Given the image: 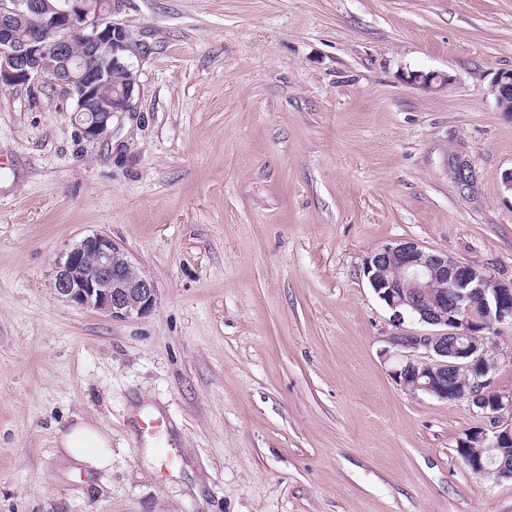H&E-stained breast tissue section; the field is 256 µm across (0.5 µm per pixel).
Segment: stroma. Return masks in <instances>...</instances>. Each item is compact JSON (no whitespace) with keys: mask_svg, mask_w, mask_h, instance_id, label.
<instances>
[{"mask_svg":"<svg viewBox=\"0 0 512 512\" xmlns=\"http://www.w3.org/2000/svg\"><path fill=\"white\" fill-rule=\"evenodd\" d=\"M140 94L82 139L59 85L0 87V512H512L409 393L365 262L410 239L512 278V0H117ZM451 75L427 92L409 72ZM470 163L458 184L455 156ZM102 233L145 315L60 298ZM168 433L141 436L137 410ZM112 468L56 451L75 419ZM490 92L495 96L499 112L512 120V70L497 71L490 82Z\"/></svg>","mask_w":512,"mask_h":512,"instance_id":"stroma-1","label":"stroma"}]
</instances>
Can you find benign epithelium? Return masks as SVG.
<instances>
[{
    "mask_svg": "<svg viewBox=\"0 0 512 512\" xmlns=\"http://www.w3.org/2000/svg\"><path fill=\"white\" fill-rule=\"evenodd\" d=\"M114 0H0V87L43 81L66 88L83 138L100 140L112 122L134 109L137 75L129 61L128 31L112 21ZM123 80L111 87L112 73ZM451 77L415 73L409 82L437 92ZM490 92L498 110L512 119V70L497 71ZM375 294L394 312L428 330L403 331L395 345L409 354L394 376L410 392L438 400L454 393L476 407L484 425L467 432L461 445L480 448L472 469L512 479L495 449L512 442V393L494 387L501 364L493 346L498 326L512 325V279L463 263L413 240H395L369 257L365 268ZM55 288L67 301L114 319L148 313L156 301L154 282L139 274L128 253L106 234L85 237L56 262ZM486 380L448 384V375L475 368Z\"/></svg>",
    "mask_w": 512,
    "mask_h": 512,
    "instance_id": "obj_1",
    "label": "benign epithelium"
}]
</instances>
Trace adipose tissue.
Masks as SVG:
<instances>
[{"label": "adipose tissue", "instance_id": "ef3b65f1", "mask_svg": "<svg viewBox=\"0 0 512 512\" xmlns=\"http://www.w3.org/2000/svg\"><path fill=\"white\" fill-rule=\"evenodd\" d=\"M62 456L89 469L107 470L112 466V438L106 430L77 421L56 440Z\"/></svg>", "mask_w": 512, "mask_h": 512}]
</instances>
